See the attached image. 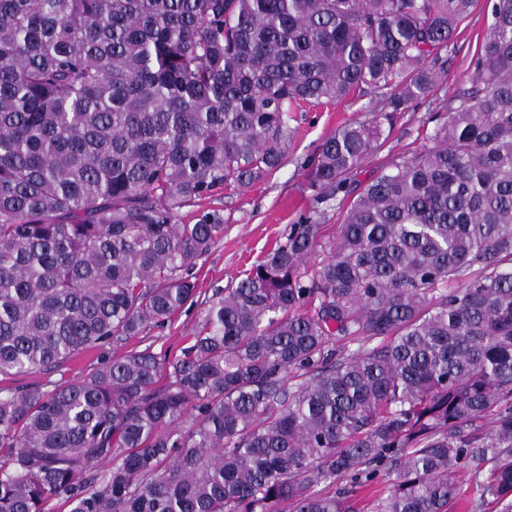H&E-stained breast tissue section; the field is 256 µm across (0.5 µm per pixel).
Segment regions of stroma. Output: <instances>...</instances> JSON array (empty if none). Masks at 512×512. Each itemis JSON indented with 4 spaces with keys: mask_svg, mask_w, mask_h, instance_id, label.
<instances>
[{
    "mask_svg": "<svg viewBox=\"0 0 512 512\" xmlns=\"http://www.w3.org/2000/svg\"><path fill=\"white\" fill-rule=\"evenodd\" d=\"M489 22L487 0H476L470 14L458 26L448 48V90L467 82L472 60L478 52ZM381 108L371 95L327 105L307 106L297 116L295 134L288 147V163L247 192L220 194L200 206L181 210L178 223H195L202 211L222 210L224 234L196 261L198 293L195 304L183 309L172 321L117 345L73 357L54 372L0 375V389L22 383L64 382L82 379L113 355L145 347L159 355L178 354L200 327L216 291L235 286L244 274L262 260L289 225L298 223L312 205L313 191L307 180V164L319 146L346 122L371 119ZM429 107L419 103L395 119L387 128L384 147L353 172L351 186H365L380 164L403 155L422 143Z\"/></svg>",
    "mask_w": 512,
    "mask_h": 512,
    "instance_id": "obj_1",
    "label": "stroma"
}]
</instances>
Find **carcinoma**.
Returning a JSON list of instances; mask_svg holds the SVG:
<instances>
[{
	"instance_id": "cac0c4a2",
	"label": "carcinoma",
	"mask_w": 512,
	"mask_h": 512,
	"mask_svg": "<svg viewBox=\"0 0 512 512\" xmlns=\"http://www.w3.org/2000/svg\"><path fill=\"white\" fill-rule=\"evenodd\" d=\"M472 3L0 0L1 375L170 321L224 234L178 213L281 169L303 105L382 103L180 354L0 391V512H361L391 474L372 512H449L464 472L469 512H512V0L450 97ZM425 101L427 143L329 233L319 205Z\"/></svg>"
}]
</instances>
